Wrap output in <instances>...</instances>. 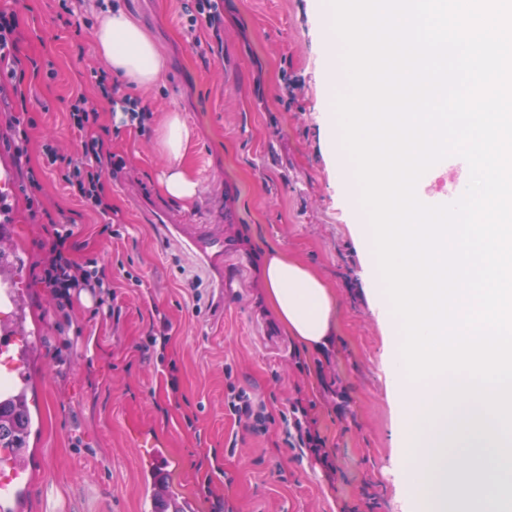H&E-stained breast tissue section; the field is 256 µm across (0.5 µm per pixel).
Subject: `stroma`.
<instances>
[{"label": "stroma", "instance_id": "stroma-1", "mask_svg": "<svg viewBox=\"0 0 512 512\" xmlns=\"http://www.w3.org/2000/svg\"><path fill=\"white\" fill-rule=\"evenodd\" d=\"M113 2L165 59L150 90L109 72L94 41L92 0L71 16L59 15L54 0H0L17 17L20 57L52 61L56 70L26 76L36 100L26 159L0 147L5 230L21 257L12 283L24 298L22 309L0 310V319L20 326L12 350L24 357L34 418L26 512H151L141 486L150 451L132 439L136 423L165 441L166 493L194 501L195 512H215L219 498L233 512H404L399 408L388 373L394 342L320 122V0H222L217 46L205 20L188 26L189 0ZM102 71L119 94L140 98L152 112L144 129L125 126L110 138L124 161L104 175L113 238L100 234L101 218L62 179L66 159L82 152L67 119L71 94L82 91L97 112L93 134L113 125V100L94 79ZM171 112L190 131L184 162L199 190L189 203L157 189L170 164L157 129ZM47 143L63 155L52 166ZM29 167L51 216L75 226L72 258L111 277L119 320L95 315L86 295L69 314L55 310L40 282L51 240L20 190ZM462 167L458 156L431 167L422 202L443 204ZM164 214L223 237L234 288L223 308L212 307L211 270L169 235L159 222ZM269 244L333 287L337 330L329 347L299 348L271 310L261 277ZM161 314L172 324L163 347L149 343ZM232 387L263 408L262 430L229 412ZM297 407L314 420L324 455L287 444L282 416Z\"/></svg>", "mask_w": 512, "mask_h": 512}]
</instances>
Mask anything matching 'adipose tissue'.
Listing matches in <instances>:
<instances>
[{
    "label": "adipose tissue",
    "instance_id": "obj_1",
    "mask_svg": "<svg viewBox=\"0 0 512 512\" xmlns=\"http://www.w3.org/2000/svg\"><path fill=\"white\" fill-rule=\"evenodd\" d=\"M100 56L130 86L148 88L161 78L165 60L149 36L122 11L103 16L95 32ZM189 137L178 113H171L159 131V143L171 164L158 180L160 193L192 202L199 184L180 165ZM273 311L288 335L307 350H321L336 333V297L305 263L277 248H268L262 271Z\"/></svg>",
    "mask_w": 512,
    "mask_h": 512
}]
</instances>
